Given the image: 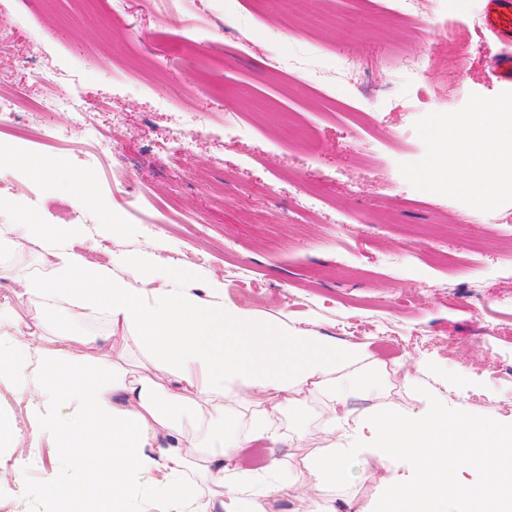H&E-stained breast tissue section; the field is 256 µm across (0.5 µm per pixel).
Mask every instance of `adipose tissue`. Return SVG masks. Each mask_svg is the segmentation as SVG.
<instances>
[{"mask_svg":"<svg viewBox=\"0 0 512 512\" xmlns=\"http://www.w3.org/2000/svg\"><path fill=\"white\" fill-rule=\"evenodd\" d=\"M430 153L438 164L460 171L449 190L469 188L477 206L495 201L504 170H512V104L478 107L454 131L431 133ZM47 191L76 185L70 200L80 208L91 199L87 180L52 162L31 168ZM68 224H0V266L29 245L40 249L39 272L14 283L17 297L40 300L58 320L106 315L107 333L93 327L47 332L42 320L20 322L0 308V335L12 347L0 351V370L37 389L41 404L71 406L70 415L23 433L17 417H0V446H47L71 457L69 479L46 471V512H58L82 489L89 512H135L127 488L146 478L156 512H265L272 494L287 491L279 460L264 469L238 465L240 448L255 441L277 445L280 415L301 401L326 398L325 452L302 459L298 473L319 497L315 512H335L332 497L350 479L353 460L365 470H388L376 512H512V425L491 416L476 420L475 432L455 431L464 417L460 404L438 391L424 394L421 408L403 414L383 407L373 413L347 409L348 397L371 392L381 398L375 377L355 372L367 357L366 344H340L316 331L284 321H261L239 307L223 285L195 292L193 271L140 255L105 250L91 262L73 246ZM139 348L149 366L129 375L114 360ZM86 377L70 384L72 374ZM170 382L161 389L160 378ZM265 394L267 406L243 414L246 392ZM112 431L107 478L90 486L83 476V448L97 441L98 425ZM426 441L445 449L436 466L448 473L476 468L478 483L455 485L425 498L413 496L391 475L403 449Z\"/></svg>","mask_w":512,"mask_h":512,"instance_id":"adipose-tissue-1","label":"adipose tissue"}]
</instances>
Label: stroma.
<instances>
[{
  "label": "stroma",
  "mask_w": 512,
  "mask_h": 512,
  "mask_svg": "<svg viewBox=\"0 0 512 512\" xmlns=\"http://www.w3.org/2000/svg\"><path fill=\"white\" fill-rule=\"evenodd\" d=\"M483 0H424L416 25L397 0H0V87L29 107L43 97L31 73L47 67L74 107L99 104L88 126L69 113L0 129V151L27 163L51 159L85 176L93 198L69 207L47 197L23 166L0 169V195L15 205L0 221L75 223L89 260L117 246L191 266L194 286L220 277L226 293L265 319H288L342 342H363L393 407L416 411L434 376L475 417L512 421V182L496 203L427 180L429 133L498 101L491 72L501 44L483 23ZM205 31L186 43L169 15ZM459 65L444 66L449 48ZM309 53L323 80L281 69ZM193 113L188 164L159 149L169 114ZM108 136L112 151L94 143ZM322 201L314 212L302 200ZM115 220L119 243L103 231ZM0 276V307L32 321L13 278L30 273L36 246ZM324 402L282 415L285 436L266 458L288 466V496L273 512H309L317 498L297 464L321 444ZM25 483L0 478V512H43L44 472L67 477L71 460L28 448ZM379 486L355 462L336 512H371Z\"/></svg>",
  "instance_id": "stroma-1"
}]
</instances>
